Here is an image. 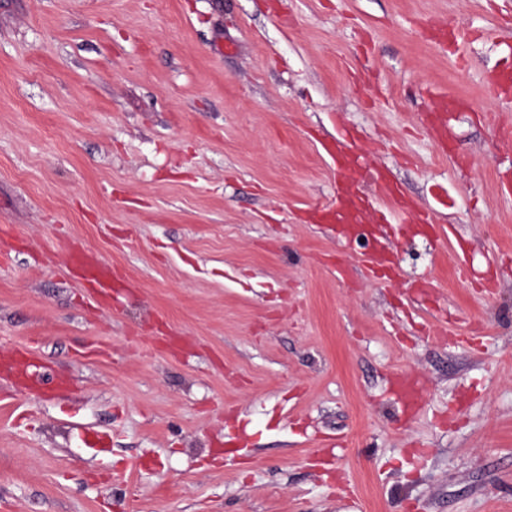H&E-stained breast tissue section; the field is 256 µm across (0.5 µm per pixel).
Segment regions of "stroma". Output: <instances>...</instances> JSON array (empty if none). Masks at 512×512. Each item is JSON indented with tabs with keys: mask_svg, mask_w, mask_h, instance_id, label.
I'll list each match as a JSON object with an SVG mask.
<instances>
[{
	"mask_svg": "<svg viewBox=\"0 0 512 512\" xmlns=\"http://www.w3.org/2000/svg\"><path fill=\"white\" fill-rule=\"evenodd\" d=\"M509 64L512 0H0V348L69 383L0 512H512ZM71 262L82 268L84 277L93 283L98 294L108 295L112 291V270L96 254L72 255L68 260V263Z\"/></svg>",
	"mask_w": 512,
	"mask_h": 512,
	"instance_id": "obj_1",
	"label": "stroma"
}]
</instances>
